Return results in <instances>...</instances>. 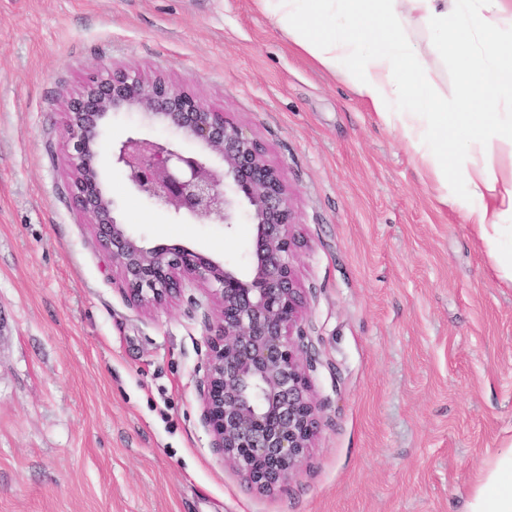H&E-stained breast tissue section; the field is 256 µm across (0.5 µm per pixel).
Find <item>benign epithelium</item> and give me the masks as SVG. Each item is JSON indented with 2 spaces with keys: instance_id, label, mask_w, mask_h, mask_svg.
Wrapping results in <instances>:
<instances>
[{
  "instance_id": "obj_1",
  "label": "benign epithelium",
  "mask_w": 512,
  "mask_h": 512,
  "mask_svg": "<svg viewBox=\"0 0 512 512\" xmlns=\"http://www.w3.org/2000/svg\"><path fill=\"white\" fill-rule=\"evenodd\" d=\"M72 176L67 193L90 219L99 246L112 256L127 301L152 310L188 283L208 290L217 314L209 325L200 389L213 447L247 486L273 495L307 456L320 427L302 335H293L303 304L295 266L291 194L260 141L223 111L205 107L163 77L102 68L83 91L65 99ZM114 112H136L196 144L129 136L110 161L144 199L194 224H234L246 203L253 224L251 263L242 274L182 245L150 246L115 216L100 178L99 137Z\"/></svg>"
}]
</instances>
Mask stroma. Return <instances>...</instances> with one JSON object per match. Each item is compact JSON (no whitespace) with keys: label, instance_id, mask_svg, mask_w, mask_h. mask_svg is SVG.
I'll return each instance as SVG.
<instances>
[{"label":"stroma","instance_id":"1","mask_svg":"<svg viewBox=\"0 0 512 512\" xmlns=\"http://www.w3.org/2000/svg\"><path fill=\"white\" fill-rule=\"evenodd\" d=\"M102 66L228 112L291 191L321 427L274 496L204 423L205 289L131 306L66 193L63 102ZM102 176L148 245L248 269L253 225L188 224ZM509 436L512 286L341 76L252 0H0V512H462Z\"/></svg>","mask_w":512,"mask_h":512}]
</instances>
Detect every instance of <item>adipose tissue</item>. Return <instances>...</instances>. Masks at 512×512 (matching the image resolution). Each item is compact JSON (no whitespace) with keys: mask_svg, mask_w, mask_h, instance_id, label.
Masks as SVG:
<instances>
[{"mask_svg":"<svg viewBox=\"0 0 512 512\" xmlns=\"http://www.w3.org/2000/svg\"><path fill=\"white\" fill-rule=\"evenodd\" d=\"M258 12L370 103L410 147L441 203L466 213L498 278L512 286V0H253ZM428 31L431 51L410 35ZM451 59L454 99L429 80ZM464 512H512V441L476 480Z\"/></svg>","mask_w":512,"mask_h":512,"instance_id":"adipose-tissue-1","label":"adipose tissue"}]
</instances>
